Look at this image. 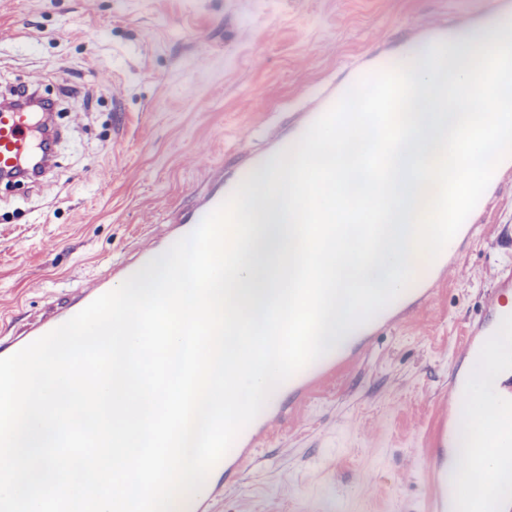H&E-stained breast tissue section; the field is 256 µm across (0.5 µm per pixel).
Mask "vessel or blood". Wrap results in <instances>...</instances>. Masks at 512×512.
Here are the masks:
<instances>
[{
	"label": "vessel or blood",
	"mask_w": 512,
	"mask_h": 512,
	"mask_svg": "<svg viewBox=\"0 0 512 512\" xmlns=\"http://www.w3.org/2000/svg\"><path fill=\"white\" fill-rule=\"evenodd\" d=\"M512 26V0H492L489 12L445 20L424 18L404 33L405 45L449 44L459 28L471 29L486 43ZM401 58L390 40L349 61L334 77L305 95L290 115L287 131L270 130L263 148H240L232 167H211L192 189L187 206L175 209L167 223L157 225L147 240L134 245L123 259L109 265L90 285L66 291L62 300L46 304L37 314L0 333V358L13 355L31 342L57 328L76 315L98 296L122 284L158 252L167 250L178 239L190 234L213 209L225 201L244 179H256L265 167L268 155L293 146L309 126L362 77L399 66ZM46 115L24 107L0 108V175L21 174L35 181L36 171L46 157L43 125ZM512 182V156L505 158L474 210L444 248L432 260L416 262L413 283L370 322L353 331L344 348L307 365L283 382L281 396H269L265 406L245 427L226 455L211 469L202 489L192 496L178 497L175 512H215L227 492L263 443L285 428L296 411L308 404L327 383L351 370L368 348L376 333L428 306L444 283L448 268L458 264L463 247L482 230L503 184ZM512 295V272L496 278L477 321L466 329L460 351L455 356L448 390L438 400V411L425 448L427 494L423 512H512V495L505 493L495 477L479 478L482 457L493 447H506V440L491 442L478 437L472 443L471 469L475 471L470 498H463L458 479L462 474L461 456L456 451L458 437L468 434L473 403L500 410L512 408V363L501 360L495 351V339L503 327L512 328V307L503 301Z\"/></svg>",
	"instance_id": "1"
}]
</instances>
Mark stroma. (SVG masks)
<instances>
[{
	"instance_id": "stroma-1",
	"label": "stroma",
	"mask_w": 512,
	"mask_h": 512,
	"mask_svg": "<svg viewBox=\"0 0 512 512\" xmlns=\"http://www.w3.org/2000/svg\"><path fill=\"white\" fill-rule=\"evenodd\" d=\"M485 0H0V83L65 110L40 184L0 183V327L92 281L243 142L377 40ZM120 105H113V97ZM431 306L269 439L218 512H421L423 443L464 324L512 262V185Z\"/></svg>"
}]
</instances>
